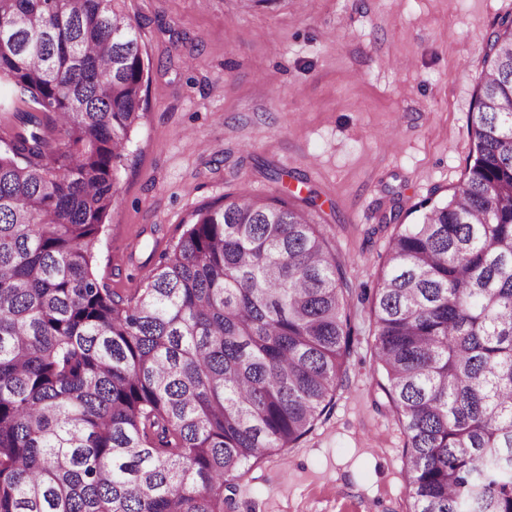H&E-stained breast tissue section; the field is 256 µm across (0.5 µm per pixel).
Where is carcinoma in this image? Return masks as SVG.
Listing matches in <instances>:
<instances>
[{
	"label": "carcinoma",
	"mask_w": 512,
	"mask_h": 512,
	"mask_svg": "<svg viewBox=\"0 0 512 512\" xmlns=\"http://www.w3.org/2000/svg\"><path fill=\"white\" fill-rule=\"evenodd\" d=\"M121 2L0 0V512H224L353 353L312 195H226L140 287L99 280L146 77ZM487 43L464 177L415 204L363 297L406 512H512V38Z\"/></svg>",
	"instance_id": "cac0c4a2"
}]
</instances>
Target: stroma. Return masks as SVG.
Returning a JSON list of instances; mask_svg holds the SVG:
<instances>
[{
    "mask_svg": "<svg viewBox=\"0 0 512 512\" xmlns=\"http://www.w3.org/2000/svg\"><path fill=\"white\" fill-rule=\"evenodd\" d=\"M149 58L97 274L126 291L195 211L314 191L353 288L377 286L397 225L461 181L484 49L512 0H124ZM281 180H274V173ZM333 406L250 465L233 512H404L405 435L379 408L374 318Z\"/></svg>",
    "mask_w": 512,
    "mask_h": 512,
    "instance_id": "1",
    "label": "stroma"
}]
</instances>
